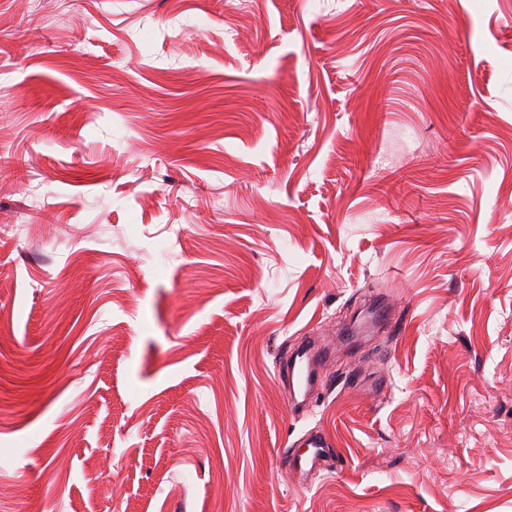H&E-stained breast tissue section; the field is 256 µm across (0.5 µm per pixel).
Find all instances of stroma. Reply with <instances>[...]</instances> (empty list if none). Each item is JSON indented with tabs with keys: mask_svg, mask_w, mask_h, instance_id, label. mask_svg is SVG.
Here are the masks:
<instances>
[{
	"mask_svg": "<svg viewBox=\"0 0 512 512\" xmlns=\"http://www.w3.org/2000/svg\"><path fill=\"white\" fill-rule=\"evenodd\" d=\"M0 512H512V0H0ZM328 354L327 348L315 345L299 346L290 352L280 372L288 382L292 409L299 408L317 386L319 367L327 361ZM300 396L302 400H299ZM302 445L306 448V452L292 465L293 485L296 488L306 487L308 475L328 465L330 443L325 436L318 432L308 433Z\"/></svg>",
	"mask_w": 512,
	"mask_h": 512,
	"instance_id": "1",
	"label": "stroma"
}]
</instances>
